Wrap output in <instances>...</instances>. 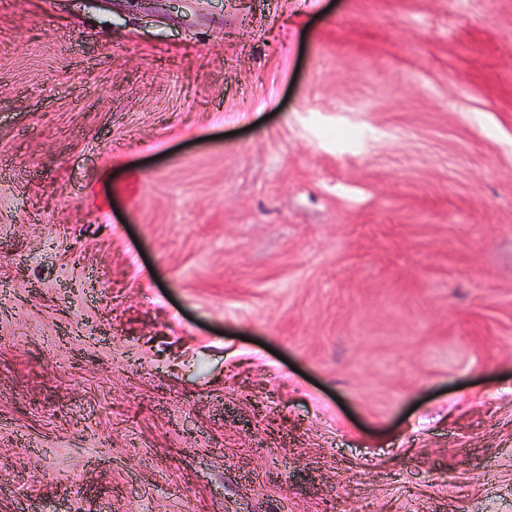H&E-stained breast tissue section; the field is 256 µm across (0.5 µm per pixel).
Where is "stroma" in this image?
Listing matches in <instances>:
<instances>
[{
  "instance_id": "obj_1",
  "label": "stroma",
  "mask_w": 512,
  "mask_h": 512,
  "mask_svg": "<svg viewBox=\"0 0 512 512\" xmlns=\"http://www.w3.org/2000/svg\"><path fill=\"white\" fill-rule=\"evenodd\" d=\"M0 512H512V0H0Z\"/></svg>"
}]
</instances>
